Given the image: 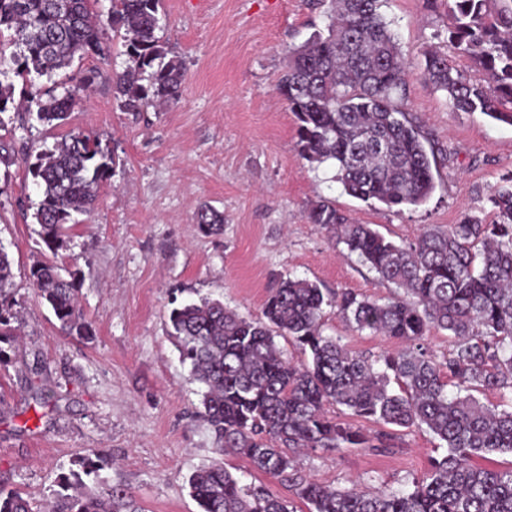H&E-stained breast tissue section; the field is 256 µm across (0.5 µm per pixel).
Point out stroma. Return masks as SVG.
I'll return each instance as SVG.
<instances>
[{"label": "stroma", "mask_w": 512, "mask_h": 512, "mask_svg": "<svg viewBox=\"0 0 512 512\" xmlns=\"http://www.w3.org/2000/svg\"><path fill=\"white\" fill-rule=\"evenodd\" d=\"M159 12V35L185 69L176 102L158 112L120 108L112 75L130 61L120 33L109 31V58L89 53L52 77L12 80L20 100L61 93L70 80L93 75L89 100L67 125L0 114V143L10 148L0 163V247L12 261L19 320L16 342L0 355V483L37 502L75 458L90 453L106 459L105 476L146 512H198L187 477L217 459L242 483L261 482L287 497L242 458L217 457L198 415L201 386L169 334L172 301L218 299L257 319L288 276L387 297V285L329 229L307 221L310 206L330 199L351 221L408 244L424 227L459 223L467 212L492 219L487 198L512 172V126L450 111L423 76V52L445 22L433 0H388L383 8L408 63L405 108L437 158L430 198L398 213L347 195L330 164L311 167L298 152L296 118L276 84L288 49L324 27L323 7L314 0H161ZM72 130L97 136L116 166L94 209L77 216L52 252L32 222L41 194L26 156ZM204 205L223 212L221 232L199 231L194 216ZM41 261L78 272L89 335L61 332L30 278ZM323 323L325 335L363 355L384 344L348 328L333 310ZM396 434L388 453L304 450L296 466L327 485L406 489L444 450L425 430Z\"/></svg>", "instance_id": "1"}]
</instances>
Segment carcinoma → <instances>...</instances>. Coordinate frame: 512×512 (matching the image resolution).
Instances as JSON below:
<instances>
[{
	"label": "carcinoma",
	"instance_id": "1",
	"mask_svg": "<svg viewBox=\"0 0 512 512\" xmlns=\"http://www.w3.org/2000/svg\"><path fill=\"white\" fill-rule=\"evenodd\" d=\"M386 0H320L324 28L288 48V65L277 90L297 118V145L310 164L329 162L333 181L365 203L390 211L417 207L435 189L427 138L404 109L407 64ZM96 0H0V35L11 32L16 51L0 69L17 77L50 76L77 54L105 55L103 26L124 31L132 62L113 77L119 106L146 112L176 100L184 69L168 56L160 30V0H112L106 18ZM447 17L439 45L424 52L423 75L445 93L454 112H480L512 125V0H441ZM467 57L479 76L456 67L450 54ZM93 76L60 95L14 104L12 85L0 81V113L24 112L54 125L67 119ZM115 157L82 132L36 153L29 172L42 190L32 214L45 246H62L64 226L87 210L108 180ZM496 216L490 224L467 215L445 228L430 225L408 245L397 244L369 224L348 221L323 199L307 213L330 229L349 254L392 288L385 299L353 291L326 294L315 282L287 278L272 289L262 318L252 319L217 300L183 304L169 312L170 335L182 360L204 386L201 417L216 442L250 466L280 480L308 512H512V469L477 467L489 453L512 454V176L488 196ZM211 233L224 214L211 207L196 213ZM13 272L0 248V344L16 336L10 296ZM31 278L61 329L87 336L90 325L77 304L75 273L36 264ZM349 327L390 343L365 356L323 334V307ZM446 331L448 356L437 361L425 347L430 331ZM292 340L307 362L293 364L276 342ZM396 383L397 389L390 388ZM457 393L449 395L447 386ZM475 391H496L506 407L486 405ZM339 405L351 415L405 429L425 428L447 448L412 488L361 489L323 485L295 468L297 448H389L393 435L374 439L326 411ZM103 458H77L58 476L56 489L38 505L0 485V512H145L127 489L101 476ZM200 512H295L291 502L263 483L242 484L221 461L203 465L187 479Z\"/></svg>",
	"mask_w": 512,
	"mask_h": 512
}]
</instances>
